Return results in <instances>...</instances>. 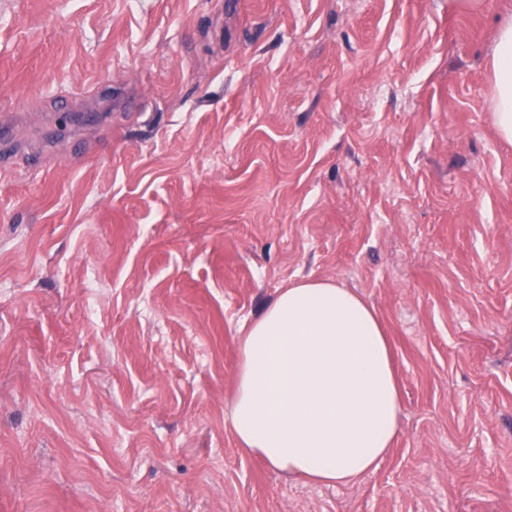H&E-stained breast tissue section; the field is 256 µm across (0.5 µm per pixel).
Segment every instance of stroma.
I'll use <instances>...</instances> for the list:
<instances>
[{"mask_svg": "<svg viewBox=\"0 0 512 512\" xmlns=\"http://www.w3.org/2000/svg\"><path fill=\"white\" fill-rule=\"evenodd\" d=\"M511 16L0 0V113L55 145L0 170V512H512V144L490 120ZM323 279L376 309L401 390L349 487L230 424L245 326Z\"/></svg>", "mask_w": 512, "mask_h": 512, "instance_id": "35a3bbf8", "label": "stroma"}]
</instances>
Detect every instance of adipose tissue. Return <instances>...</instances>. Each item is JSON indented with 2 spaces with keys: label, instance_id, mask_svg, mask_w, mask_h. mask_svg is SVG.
I'll use <instances>...</instances> for the list:
<instances>
[{
  "label": "adipose tissue",
  "instance_id": "1",
  "mask_svg": "<svg viewBox=\"0 0 512 512\" xmlns=\"http://www.w3.org/2000/svg\"><path fill=\"white\" fill-rule=\"evenodd\" d=\"M492 123L512 142V21L498 32ZM231 426L273 469L352 485L400 429L390 343L373 306L331 281L283 290L240 339Z\"/></svg>",
  "mask_w": 512,
  "mask_h": 512
}]
</instances>
